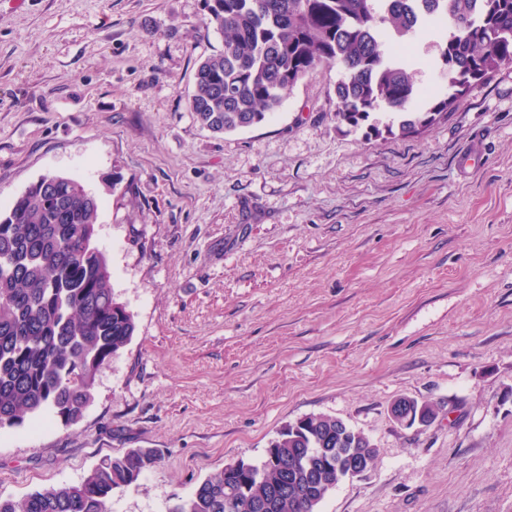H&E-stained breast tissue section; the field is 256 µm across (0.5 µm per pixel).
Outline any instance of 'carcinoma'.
Returning a JSON list of instances; mask_svg holds the SVG:
<instances>
[{
    "label": "carcinoma",
    "mask_w": 512,
    "mask_h": 512,
    "mask_svg": "<svg viewBox=\"0 0 512 512\" xmlns=\"http://www.w3.org/2000/svg\"><path fill=\"white\" fill-rule=\"evenodd\" d=\"M206 27L224 49L197 66L190 110L214 133L256 126L282 93L319 66L338 67L337 123L357 127L387 109L403 134L456 106L472 83L512 62V0H203ZM445 18L448 92L418 87L384 43ZM390 24L392 32L382 28ZM430 102L424 112L410 108ZM100 201L53 175L0 212V429L56 418L79 423L96 379L134 337V316L112 292L94 244ZM336 418L310 414L284 426L257 462L237 459L198 482L168 512H320L336 488ZM159 462L154 448L100 460L77 484L0 499V512H108L115 490L135 487Z\"/></svg>",
    "instance_id": "obj_1"
}]
</instances>
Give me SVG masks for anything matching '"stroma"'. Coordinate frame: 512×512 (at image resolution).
Listing matches in <instances>:
<instances>
[{"label":"stroma","mask_w":512,"mask_h":512,"mask_svg":"<svg viewBox=\"0 0 512 512\" xmlns=\"http://www.w3.org/2000/svg\"><path fill=\"white\" fill-rule=\"evenodd\" d=\"M450 26L397 63L447 91ZM203 0H0V211L45 175L100 201L95 244L137 330L74 426L0 430V497L159 463L110 512H167L309 414L379 455L321 512H512V64L456 109L375 137L337 125L336 68L267 121L202 128ZM433 404L428 426L389 412ZM427 402H419L413 398L397 399L390 407L394 421L404 426L429 425L435 418Z\"/></svg>","instance_id":"35a3bbf8"}]
</instances>
